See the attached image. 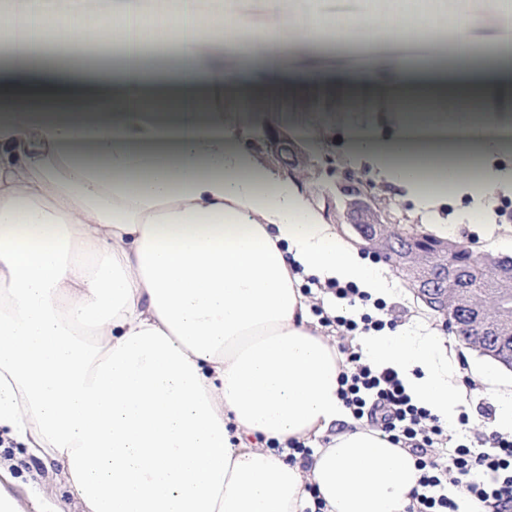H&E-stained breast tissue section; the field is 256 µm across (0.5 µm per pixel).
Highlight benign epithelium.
Returning <instances> with one entry per match:
<instances>
[{"mask_svg": "<svg viewBox=\"0 0 512 512\" xmlns=\"http://www.w3.org/2000/svg\"><path fill=\"white\" fill-rule=\"evenodd\" d=\"M340 192L346 197L344 215L352 231L361 240L363 248L372 249L384 261L409 273L411 269L404 266V257H428L433 263L425 267L423 275L415 282L419 298L430 308L441 313L447 312L448 289L460 288L454 255L459 248L466 249L473 257L472 274L480 264L498 262V272L502 283L512 285V264H503L488 253L478 252L464 244L458 246L438 240L431 235L419 232L414 226L404 228L391 213L380 204V199L365 182L345 178ZM389 228L395 233L391 241H386L382 229Z\"/></svg>", "mask_w": 512, "mask_h": 512, "instance_id": "7a95c632", "label": "benign epithelium"}]
</instances>
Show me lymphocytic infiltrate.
<instances>
[{"label":"lymphocytic infiltrate","mask_w":512,"mask_h":512,"mask_svg":"<svg viewBox=\"0 0 512 512\" xmlns=\"http://www.w3.org/2000/svg\"><path fill=\"white\" fill-rule=\"evenodd\" d=\"M337 298L372 302L374 313L360 319L336 317L347 332L382 330L387 304L351 285L335 286ZM349 366L340 378L341 395L355 419L407 449L421 472L406 512H512V436L492 433L484 447L464 437L446 446L445 427L428 409L413 403L398 372L375 367L362 351L342 347Z\"/></svg>","instance_id":"1"}]
</instances>
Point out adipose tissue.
Returning <instances> with one entry per match:
<instances>
[{"label":"adipose tissue","instance_id":"adipose-tissue-1","mask_svg":"<svg viewBox=\"0 0 512 512\" xmlns=\"http://www.w3.org/2000/svg\"><path fill=\"white\" fill-rule=\"evenodd\" d=\"M501 36L479 54L480 17L431 0L324 17L318 0H272L247 68L287 84V52L323 36L407 48L451 38L434 56L390 59L400 92L389 136L356 137L372 172L404 188L431 222L439 201L490 224L512 195V115L496 89L512 73V0H489ZM116 0L105 21L78 7L14 0L0 14V69L23 84L0 95V429L58 464L81 512H405L416 460L359 425L340 396L345 359L307 319L305 279L389 293L382 266L339 239L297 179L258 167L249 124L218 109L224 74L203 49L232 45L242 19L224 0ZM177 60L176 93H147L149 43ZM119 52L118 71L96 50ZM413 400L451 421L467 391L441 332L360 335ZM312 444L289 461L288 441Z\"/></svg>","mask_w":512,"mask_h":512}]
</instances>
